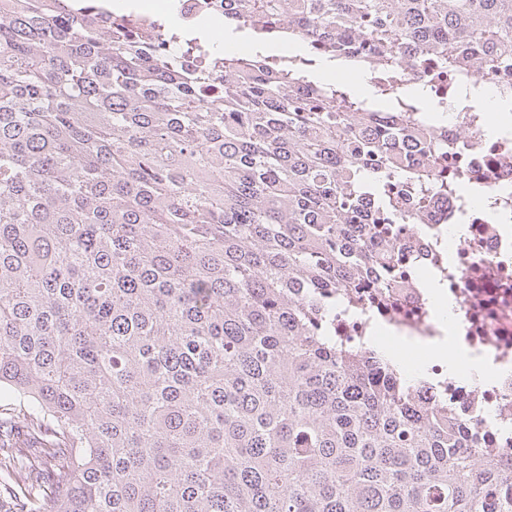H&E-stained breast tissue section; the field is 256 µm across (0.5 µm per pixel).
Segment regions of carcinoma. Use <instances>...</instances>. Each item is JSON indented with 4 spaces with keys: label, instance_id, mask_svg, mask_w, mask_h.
Returning <instances> with one entry per match:
<instances>
[{
    "label": "carcinoma",
    "instance_id": "carcinoma-1",
    "mask_svg": "<svg viewBox=\"0 0 512 512\" xmlns=\"http://www.w3.org/2000/svg\"><path fill=\"white\" fill-rule=\"evenodd\" d=\"M103 2L0 0V512H512V451L318 306L390 277L371 213L448 145ZM221 2L340 64L512 76V0Z\"/></svg>",
    "mask_w": 512,
    "mask_h": 512
}]
</instances>
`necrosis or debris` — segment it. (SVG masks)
<instances>
[{
    "instance_id": "4bbe7bcc",
    "label": "necrosis or debris",
    "mask_w": 512,
    "mask_h": 512,
    "mask_svg": "<svg viewBox=\"0 0 512 512\" xmlns=\"http://www.w3.org/2000/svg\"><path fill=\"white\" fill-rule=\"evenodd\" d=\"M394 80L400 88L423 83L427 99L450 105L465 87L499 90L470 69L441 68L434 56L395 69ZM486 125L473 105L430 124L432 135L456 144L442 173L472 193L434 196L416 223L395 224L399 263L387 287L360 289L356 300L337 293L330 326L337 342L354 347L379 341L394 349L388 327L442 338L432 290L440 285L454 302L458 346L484 356L492 372L466 376L419 360L407 377L418 400L452 414L471 428L474 447L496 453L512 448V123L494 136Z\"/></svg>"
}]
</instances>
